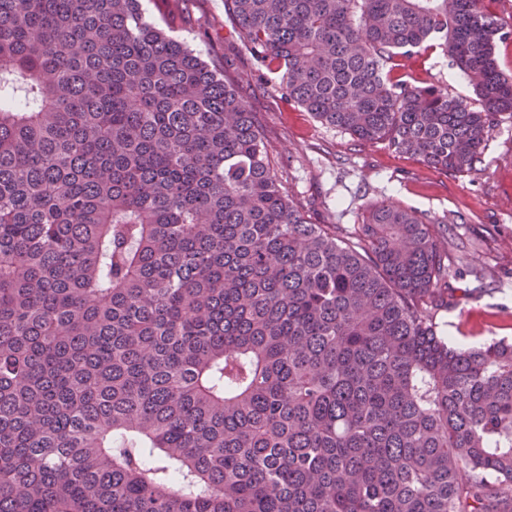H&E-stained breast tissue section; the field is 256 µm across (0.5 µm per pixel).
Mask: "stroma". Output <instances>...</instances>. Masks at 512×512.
Listing matches in <instances>:
<instances>
[{
  "label": "stroma",
  "instance_id": "1",
  "mask_svg": "<svg viewBox=\"0 0 512 512\" xmlns=\"http://www.w3.org/2000/svg\"><path fill=\"white\" fill-rule=\"evenodd\" d=\"M175 34L202 58L227 64L248 100L290 200L316 224H359L385 201L439 220L448 236L449 283L456 304L440 311L443 335L512 341V115L490 131L481 171L455 175L401 155L387 143L362 144L282 99L275 77L257 72L224 20V0H183ZM404 79L447 87L474 99L466 76L441 52L405 58Z\"/></svg>",
  "mask_w": 512,
  "mask_h": 512
}]
</instances>
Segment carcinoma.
<instances>
[{"label":"carcinoma","mask_w":512,"mask_h":512,"mask_svg":"<svg viewBox=\"0 0 512 512\" xmlns=\"http://www.w3.org/2000/svg\"><path fill=\"white\" fill-rule=\"evenodd\" d=\"M320 122L459 175L512 114L485 0H224ZM435 48L480 102L396 79ZM288 198L246 100L143 0H0V512H512V343L448 242Z\"/></svg>","instance_id":"obj_1"}]
</instances>
